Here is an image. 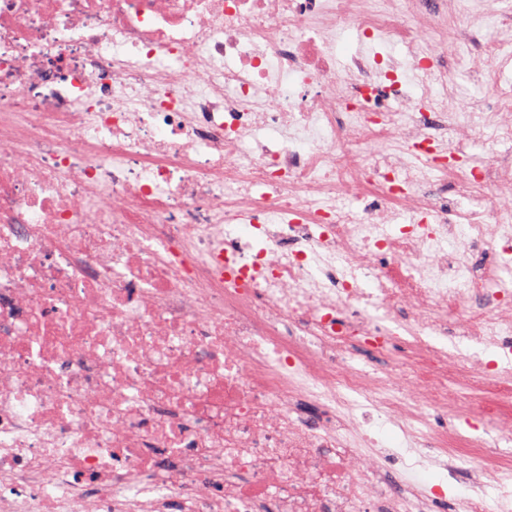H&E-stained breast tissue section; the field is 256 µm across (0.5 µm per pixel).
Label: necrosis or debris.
<instances>
[{"label":"necrosis or debris","mask_w":512,"mask_h":512,"mask_svg":"<svg viewBox=\"0 0 512 512\" xmlns=\"http://www.w3.org/2000/svg\"><path fill=\"white\" fill-rule=\"evenodd\" d=\"M485 133L511 7L0 0V512H433L414 473L476 454L464 512L512 500V452L448 421L512 423ZM448 72V79L454 82L462 100H474L486 91V88L474 79L467 65L449 62Z\"/></svg>","instance_id":"1"}]
</instances>
